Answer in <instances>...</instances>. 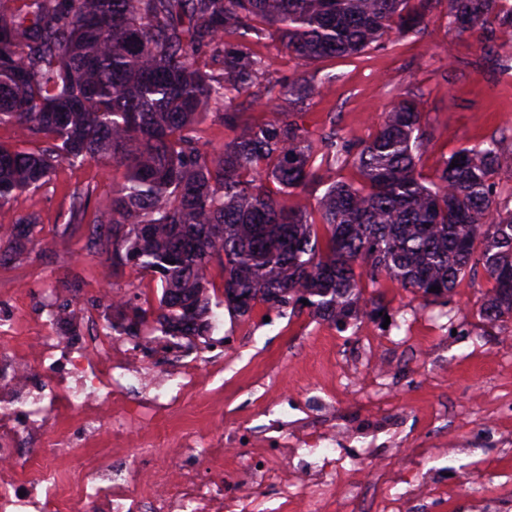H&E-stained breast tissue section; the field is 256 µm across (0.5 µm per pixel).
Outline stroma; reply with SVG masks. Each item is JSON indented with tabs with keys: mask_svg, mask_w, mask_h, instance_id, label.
Here are the masks:
<instances>
[{
	"mask_svg": "<svg viewBox=\"0 0 512 512\" xmlns=\"http://www.w3.org/2000/svg\"><path fill=\"white\" fill-rule=\"evenodd\" d=\"M254 50L266 59L275 87L300 76H333L322 95L300 106L312 142L333 128L351 151H359L399 96L411 92L420 99L430 139L417 163L422 181L434 180L453 152L494 140L501 154L497 191L501 199L512 198V42H486L481 30L457 33L448 26L443 2L427 19L423 37L392 36L359 55L306 64L273 39ZM120 177L93 160L80 167L64 163L47 185L0 206V229L27 216L37 221V244L23 259L0 265V312L21 320L26 335H52L45 308L60 295L74 300L76 331L84 311L110 320L103 299L114 291L137 289L140 306H157L159 282L130 263L103 277V260L87 251L84 231L66 228L74 189L90 188L91 209L106 211ZM490 286L480 266L446 299H426L388 281L368 284L365 300L382 301L386 318L363 314L344 329L306 308L258 304L245 316L224 310L235 337L206 334L202 385L179 409L161 412L144 436L157 448H172L182 426L216 431L237 425L249 412L251 386L274 369L283 395L315 386L335 400L325 425L335 430L340 447L392 456L384 483L402 498L406 512H489L491 501L498 512H512V496L498 488L512 477V349L501 350L499 343L512 319L481 317ZM18 289L23 299L17 307L12 300ZM366 335L398 368L368 398L357 390ZM430 476L449 495L417 499L415 485Z\"/></svg>",
	"mask_w": 512,
	"mask_h": 512,
	"instance_id": "1",
	"label": "stroma"
}]
</instances>
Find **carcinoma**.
I'll return each mask as SVG.
<instances>
[{
  "instance_id": "1",
  "label": "carcinoma",
  "mask_w": 512,
  "mask_h": 512,
  "mask_svg": "<svg viewBox=\"0 0 512 512\" xmlns=\"http://www.w3.org/2000/svg\"><path fill=\"white\" fill-rule=\"evenodd\" d=\"M440 0H19L0 7V124L45 146L0 145V205L47 184L57 167L104 160L123 169L112 209L91 220L89 245L105 267L122 260L160 282L155 310L129 297L137 336L152 321L165 335H200L211 318V262L224 264V304L246 315L258 303L308 302L314 315L344 324L364 301L361 279H385L424 297H442L480 265L492 286L480 315L512 318V207L498 199L496 142L462 148L426 186L416 173L429 138L418 101L399 98L355 161L366 185L326 181L297 120L238 125L224 148L204 153L197 127L212 102L260 84L265 60L251 45L275 33L298 59L364 51L392 34L424 33ZM495 26L486 28L489 19ZM448 25L488 29L512 41V0H448ZM220 73L196 60L224 43ZM327 82L301 77L278 96L299 102ZM324 156L350 155L336 130ZM326 187L317 214L280 195ZM92 191L71 195L70 224H84ZM326 234H318L317 225ZM35 221L0 231V263L20 260ZM438 286L440 291L430 292Z\"/></svg>"
}]
</instances>
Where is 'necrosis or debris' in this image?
Wrapping results in <instances>:
<instances>
[{"instance_id": "obj_1", "label": "necrosis or debris", "mask_w": 512, "mask_h": 512, "mask_svg": "<svg viewBox=\"0 0 512 512\" xmlns=\"http://www.w3.org/2000/svg\"><path fill=\"white\" fill-rule=\"evenodd\" d=\"M168 353L170 366L159 375L146 366L141 348L119 335L91 336L70 348L52 336H20L17 349L0 356V512H254L250 487L225 474L226 457L241 447L249 450L256 478L280 489L283 512H303L313 499L319 512H333L340 500L348 512H365L375 499L381 512H403L401 499L380 493L383 459H371L367 481L346 486L344 466L332 461L338 444L332 431L302 430L303 444L331 459L321 483L307 481L290 463L286 422L270 420L262 394L252 404L262 427L245 424L217 436L188 428L178 443L181 451L196 449L194 464L162 461L129 470L125 455L133 433L159 412L179 408L198 382L191 339L175 342ZM38 364L56 376L55 385L34 390ZM72 409L80 415L78 432L51 439L52 422ZM40 442L45 449L37 456L30 446ZM90 445L95 453L83 455ZM62 455L69 458L63 469L56 464Z\"/></svg>"}]
</instances>
